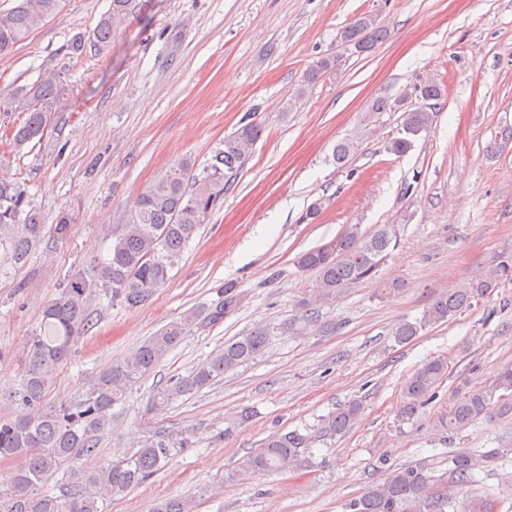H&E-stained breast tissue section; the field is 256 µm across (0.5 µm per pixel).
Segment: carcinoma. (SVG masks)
<instances>
[{
  "label": "carcinoma",
  "instance_id": "carcinoma-1",
  "mask_svg": "<svg viewBox=\"0 0 512 512\" xmlns=\"http://www.w3.org/2000/svg\"><path fill=\"white\" fill-rule=\"evenodd\" d=\"M148 0H112L111 8L93 33V47L108 49L112 33L123 20L145 9ZM59 0H21L0 11V54L9 52L31 31L55 13ZM387 37V30L369 15L344 26L340 45L362 55ZM340 65V56L324 57L306 70L297 97H303L320 77ZM414 91L424 101L438 100L444 89L434 80H423ZM70 95L59 74H50L32 85H23L0 98V112L26 111L22 124L12 130V141L21 149L44 135L50 115L58 112ZM432 123L423 108L404 112L398 135L387 143L389 153L403 156L417 135ZM264 127L248 121L224 138L205 172L196 174L194 163L184 159L137 194L128 207L125 223L113 235L108 254L67 275L60 292L44 307L39 331L27 343V366L17 386L0 396L12 409V417L0 418V460L18 462L8 482H0V512H106L112 499L148 482L174 458L193 447L192 436L177 438L164 430L149 435L136 451L87 470L81 461L98 456L99 436L112 423V409L125 402L129 390L151 373L192 327L221 323L240 302L234 282L220 289V299L203 310H190L149 337L130 355L112 363L91 379L89 388L75 401L58 407L46 405L48 392L60 368L67 365L80 337L96 325L93 305L105 298L111 306L136 309L147 303L169 279L185 247L204 223L208 213L230 188L251 157ZM357 147L355 138L339 141L333 151L336 166L343 168ZM45 230L42 213L26 188L0 181V246L11 258L23 262ZM397 245L395 225L383 224L367 233L358 224L345 225L335 240L303 253L298 267L315 274V303L337 301L355 288L374 283L380 298L401 291L398 279L382 278V268ZM512 282V246L503 248L480 273L458 287L434 296L419 319L398 323L391 336L398 344L412 341L426 328L446 322ZM318 325V310H305L293 324L258 327L224 347L196 367L158 388L149 397L144 414H155L177 398L193 394L224 377V374L262 356L271 337L298 335ZM448 378V361L429 358L405 380L400 417L411 420L433 399ZM512 366L502 368L477 388L459 387L438 418V426L454 437L480 418H511ZM361 402L339 405L324 422L331 435L345 432L357 420ZM309 450L308 436L296 431L272 435L259 451L246 456L241 471L261 474L294 468ZM512 457V441L488 450L461 448L448 455V476L455 487L477 482L476 474ZM431 460L390 470L360 497L351 500L349 512H445L452 493L438 488L430 475ZM62 474L63 493L57 495L50 481ZM152 512H194L191 500L166 498Z\"/></svg>",
  "mask_w": 512,
  "mask_h": 512
}]
</instances>
